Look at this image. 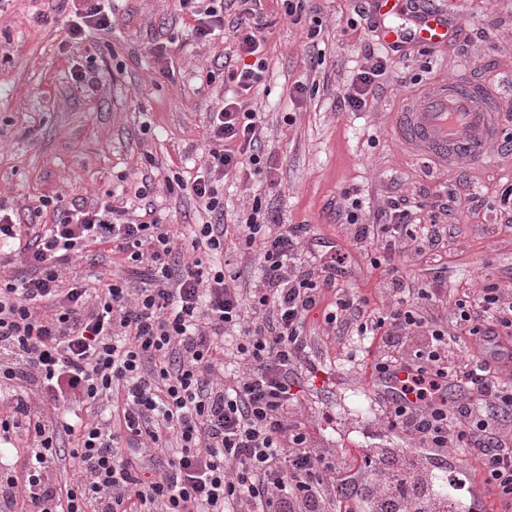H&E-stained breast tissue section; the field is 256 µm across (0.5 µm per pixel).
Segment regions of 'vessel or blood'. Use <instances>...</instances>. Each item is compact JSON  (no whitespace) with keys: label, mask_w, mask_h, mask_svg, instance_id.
<instances>
[{"label":"vessel or blood","mask_w":512,"mask_h":512,"mask_svg":"<svg viewBox=\"0 0 512 512\" xmlns=\"http://www.w3.org/2000/svg\"><path fill=\"white\" fill-rule=\"evenodd\" d=\"M383 35L391 44L409 38L437 47L453 38L454 27L445 15L428 11L415 26L389 28ZM398 133L411 149L431 160L479 161L496 137L495 111L489 96L477 87L448 82L400 113ZM408 374V368L400 367L376 380L377 392L387 402H402L401 382Z\"/></svg>","instance_id":"vessel-or-blood-1"}]
</instances>
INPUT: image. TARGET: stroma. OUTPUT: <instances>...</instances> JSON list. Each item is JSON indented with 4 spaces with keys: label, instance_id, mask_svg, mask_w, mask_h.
<instances>
[{
    "label": "stroma",
    "instance_id": "35a3bbf8",
    "mask_svg": "<svg viewBox=\"0 0 512 512\" xmlns=\"http://www.w3.org/2000/svg\"><path fill=\"white\" fill-rule=\"evenodd\" d=\"M370 0H262L267 58L254 108L266 114L262 151L280 186L264 176L227 179L224 221L238 223L261 197L278 223L305 224V250L351 255L339 277L345 291L382 307V270L361 257L339 210L359 201L373 219L388 201H415L450 190L463 204L448 218V235L428 256L403 261L408 277L435 282L449 294L478 291L484 281L512 290V217L499 198L512 186V0H419L460 28L453 45L391 51L368 30ZM71 0H6L0 5V202L20 224H56L71 202L112 194L133 197L140 183L174 236L198 223L188 194H168L165 178L189 177L209 149L207 114L236 93L225 71L237 68L232 30L201 40L190 11L172 0H112V26L67 39ZM321 34L308 40L312 20ZM389 56L388 73L368 111L351 112L341 97L370 52ZM94 81H74L76 70ZM488 84L500 112L497 142L476 164L437 166L402 145L396 119L404 105L442 81ZM305 84L293 97L290 89ZM62 199L55 207L54 199ZM311 355L321 374L298 410L317 447L339 465L361 448H401L382 423L385 405L365 373L371 357L351 330H329L322 310L306 320Z\"/></svg>",
    "mask_w": 512,
    "mask_h": 512
}]
</instances>
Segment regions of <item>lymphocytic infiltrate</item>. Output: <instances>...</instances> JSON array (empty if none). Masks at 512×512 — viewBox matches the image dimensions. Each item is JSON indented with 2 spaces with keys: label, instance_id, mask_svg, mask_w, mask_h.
<instances>
[{
  "label": "lymphocytic infiltrate",
  "instance_id": "1",
  "mask_svg": "<svg viewBox=\"0 0 512 512\" xmlns=\"http://www.w3.org/2000/svg\"><path fill=\"white\" fill-rule=\"evenodd\" d=\"M178 6L195 17L196 37L223 30L224 0ZM257 30L247 19L233 28L245 60L232 74L239 95L209 115L207 161L192 180L166 184L167 193L189 192L208 216L182 244L141 189L140 207L75 203L62 221L29 234L0 204V244L23 267L0 275V439L29 450L22 469L0 471V512H447L426 448L467 449L489 512H512V371L502 365L512 361V293L488 281L475 298L452 301L409 283L393 263L409 243L435 245L446 230L441 216L461 198L432 202L434 219L424 225L400 199L379 224L348 211L353 240L385 271L382 312L337 288L346 251L308 271L307 226L277 223L261 200L241 224H222L226 178L264 173L277 183L260 151L264 118L246 100L266 71ZM385 74L379 58L361 69L344 108L365 111ZM230 230L259 251L260 273L246 293L240 271L222 261ZM84 256L117 266L89 281L75 270ZM445 304L453 323L433 314ZM319 307L328 326L354 320L373 353L372 378L413 368L404 403L389 405L385 418L408 448L364 452L370 471L348 479L328 450L313 446L297 412L296 380L311 369L306 319ZM463 332L479 350L449 361ZM454 383L477 396L449 404ZM106 403L107 416L68 419L72 408Z\"/></svg>",
  "mask_w": 512,
  "mask_h": 512
}]
</instances>
